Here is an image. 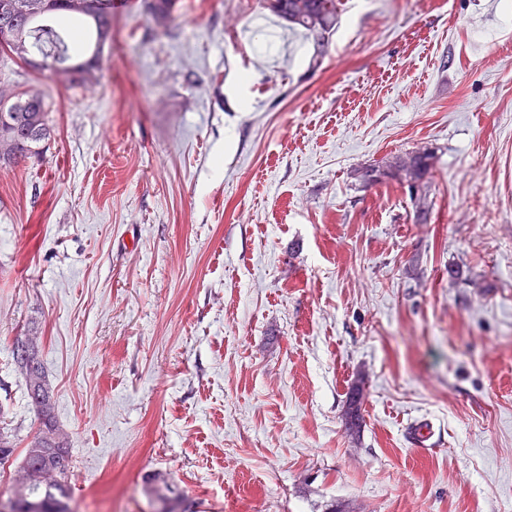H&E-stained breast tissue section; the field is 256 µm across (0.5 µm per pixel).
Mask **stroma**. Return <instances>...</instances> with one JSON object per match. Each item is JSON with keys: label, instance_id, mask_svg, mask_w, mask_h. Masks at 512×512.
I'll return each mask as SVG.
<instances>
[{"label": "stroma", "instance_id": "obj_1", "mask_svg": "<svg viewBox=\"0 0 512 512\" xmlns=\"http://www.w3.org/2000/svg\"><path fill=\"white\" fill-rule=\"evenodd\" d=\"M338 8L321 56L264 0H135L99 87L8 63L54 134L0 167V422L25 448L41 337L73 512L152 472L184 512H512V0ZM423 146L419 224L355 173Z\"/></svg>", "mask_w": 512, "mask_h": 512}]
</instances>
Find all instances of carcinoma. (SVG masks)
<instances>
[{"instance_id": "carcinoma-1", "label": "carcinoma", "mask_w": 512, "mask_h": 512, "mask_svg": "<svg viewBox=\"0 0 512 512\" xmlns=\"http://www.w3.org/2000/svg\"><path fill=\"white\" fill-rule=\"evenodd\" d=\"M3 2L0 0L1 56L25 63L37 51L64 86L79 90L98 84L104 46L110 39V0H52L47 12L33 23L23 15L4 10ZM175 4L176 0H148V10L154 21L164 26L171 19ZM267 7L289 26L304 30L321 52L338 23L337 0H267ZM50 112L51 104L41 92L18 90L15 80L0 71L1 164L39 155L36 145L51 137ZM435 159L428 148L390 156L358 169L356 179L366 186L369 170H397L396 181L417 184L418 190L412 195L415 221L426 224ZM13 359L25 382L38 429L24 449L10 496L26 506L23 512H71L72 465L60 469L56 461L57 450L69 447V435L54 417V389L42 359H37L33 369L16 348ZM143 491L147 498L161 500L160 512H181L180 496L174 493L166 476L148 477Z\"/></svg>"}]
</instances>
